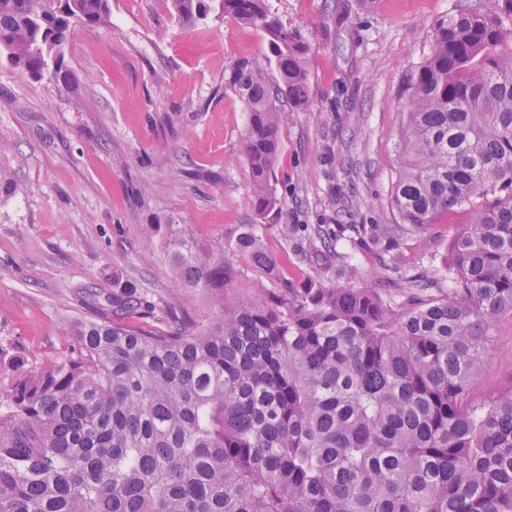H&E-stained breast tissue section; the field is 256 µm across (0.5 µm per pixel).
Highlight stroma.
Segmentation results:
<instances>
[{
	"instance_id": "1",
	"label": "stroma",
	"mask_w": 512,
	"mask_h": 512,
	"mask_svg": "<svg viewBox=\"0 0 512 512\" xmlns=\"http://www.w3.org/2000/svg\"><path fill=\"white\" fill-rule=\"evenodd\" d=\"M477 0H266L309 44L307 105L288 113L257 214L243 155L248 116L224 88L243 58L268 54L265 32L231 17L178 22L171 0H112L109 24L70 33L64 80L0 62V348L38 372L69 358L76 318L108 320L133 282L148 321L170 310L220 314L183 287L168 256L190 229L202 260H228L243 293L319 275L338 287L389 288L427 273L447 283L453 213L418 229L391 205L401 167L407 85L434 27ZM156 224L155 237L143 225ZM294 225L283 237L280 225ZM253 229L277 266L267 277L233 245ZM512 386V318L494 325L476 399Z\"/></svg>"
}]
</instances>
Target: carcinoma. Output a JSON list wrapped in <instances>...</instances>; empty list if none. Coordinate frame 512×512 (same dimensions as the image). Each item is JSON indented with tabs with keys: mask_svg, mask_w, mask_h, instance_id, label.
Listing matches in <instances>:
<instances>
[{
	"mask_svg": "<svg viewBox=\"0 0 512 512\" xmlns=\"http://www.w3.org/2000/svg\"><path fill=\"white\" fill-rule=\"evenodd\" d=\"M183 23L212 12L262 29L270 55L224 82L245 105L244 155L260 214L285 120L308 102L309 45L265 0H172ZM111 0H0V58L65 79V33L110 22ZM410 87L392 205L421 228L465 212L448 289L408 280L399 302L310 277L228 291L232 271L189 245L171 266L214 293L220 316L164 329L78 319L73 356L37 374L16 362L0 410V512H512V390L474 400L512 317V0H479L436 25ZM274 61L271 79L267 62ZM235 249L266 275L247 231Z\"/></svg>",
	"mask_w": 512,
	"mask_h": 512,
	"instance_id": "obj_1",
	"label": "carcinoma"
}]
</instances>
